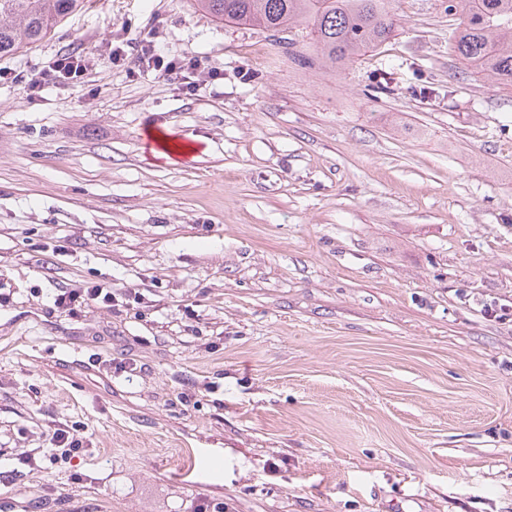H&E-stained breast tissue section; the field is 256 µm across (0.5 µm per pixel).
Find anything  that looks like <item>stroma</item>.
Masks as SVG:
<instances>
[{
    "instance_id": "1",
    "label": "stroma",
    "mask_w": 512,
    "mask_h": 512,
    "mask_svg": "<svg viewBox=\"0 0 512 512\" xmlns=\"http://www.w3.org/2000/svg\"><path fill=\"white\" fill-rule=\"evenodd\" d=\"M392 7L340 71L194 0H85L0 57V512H512V87L448 0ZM147 35L222 79H12ZM150 140L155 143L159 148L168 150L171 155H178L184 158L192 156L197 148L191 144L182 143L177 137L170 135V130L167 133L161 132L157 129H150ZM55 305L65 308L72 315L77 316L82 309L92 304L112 306V291L100 286L90 288H72L61 290L54 299ZM66 434L67 431L63 429H58L53 433L49 441L51 446L45 452V457H48L49 461H55L57 458H71L82 451V441L74 434L69 441V435Z\"/></svg>"
}]
</instances>
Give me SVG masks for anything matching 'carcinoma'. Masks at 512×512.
Returning <instances> with one entry per match:
<instances>
[{"mask_svg": "<svg viewBox=\"0 0 512 512\" xmlns=\"http://www.w3.org/2000/svg\"><path fill=\"white\" fill-rule=\"evenodd\" d=\"M211 17L257 25L278 34L305 30L313 53L295 38L280 41L301 66L342 70L358 56L392 39L391 0H195ZM82 7V0H0V56L46 37ZM459 14L456 56L472 71L512 86V0H448Z\"/></svg>", "mask_w": 512, "mask_h": 512, "instance_id": "carcinoma-1", "label": "carcinoma"}]
</instances>
